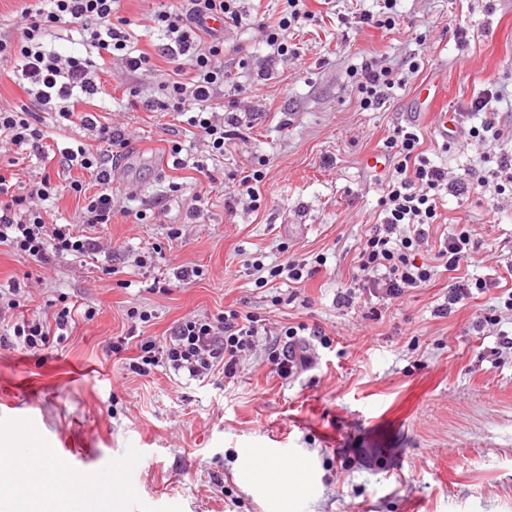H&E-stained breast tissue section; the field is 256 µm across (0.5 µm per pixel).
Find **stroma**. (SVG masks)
Returning <instances> with one entry per match:
<instances>
[{
	"instance_id": "1",
	"label": "stroma",
	"mask_w": 512,
	"mask_h": 512,
	"mask_svg": "<svg viewBox=\"0 0 512 512\" xmlns=\"http://www.w3.org/2000/svg\"><path fill=\"white\" fill-rule=\"evenodd\" d=\"M159 4L122 0L127 50L152 54L151 67L126 81L111 59L98 62L103 92L89 108L121 126L130 145L112 171L117 214L96 227L95 257L44 266L0 246V290L17 282L28 294L15 318L0 319V440L18 454L71 456L60 480L112 512H512V349L498 344L512 335L502 298L512 288V195L499 196L494 210L443 196L430 246L472 227L479 246L459 274L490 282L450 315L436 313L451 278L442 269L397 299L366 293L352 307L337 303L378 218L393 163L385 142L395 128L415 127L430 159L453 175L481 168L486 153H512V106H495L505 131L498 142L447 152L416 98L436 73L442 112L469 111L490 84H512V0H397L391 30L368 21L382 0H305L312 17L280 31L290 51L281 60L272 58L263 26L287 13L288 0H243L242 21L224 28L237 90L223 104L241 124L218 158L187 123L194 106L136 110L123 93L128 85L157 91L155 71L165 66L156 54L165 42L153 22ZM370 57L419 69L382 108L365 111L351 73ZM41 120L45 154L0 140V173L19 187L47 174L93 188L88 174L61 165L62 149L95 147L92 133L52 112ZM255 170L263 174L260 208H228L234 180ZM83 205L66 192L29 208L46 223L76 224ZM289 257L323 264L302 288L282 278L257 285L251 263L269 268ZM185 266L198 276L177 280ZM73 305L94 317L77 320L65 341L30 352L14 340L16 318L50 320ZM224 309L260 321L235 377L129 371L138 337ZM299 325L307 331L296 342L312 361L280 375L271 348ZM315 326L323 336L309 335ZM18 410L34 427L9 422ZM130 448L144 459L127 471ZM251 449L295 470L288 498L243 477L240 457ZM122 483L136 498L114 492Z\"/></svg>"
}]
</instances>
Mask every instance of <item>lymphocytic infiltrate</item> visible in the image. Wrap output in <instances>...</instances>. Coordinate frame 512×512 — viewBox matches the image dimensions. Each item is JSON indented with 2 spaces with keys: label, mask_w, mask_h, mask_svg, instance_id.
Returning <instances> with one entry per match:
<instances>
[{
  "label": "lymphocytic infiltrate",
  "mask_w": 512,
  "mask_h": 512,
  "mask_svg": "<svg viewBox=\"0 0 512 512\" xmlns=\"http://www.w3.org/2000/svg\"><path fill=\"white\" fill-rule=\"evenodd\" d=\"M122 0H32L18 15L16 36L0 34V63L16 60L18 85L29 97L28 104L0 109V137L15 145L43 153L41 113L52 112L65 120H79L100 142L99 151L84 146L67 149L64 164L90 172L98 186L85 198L83 223L48 224L30 215L28 199L57 195L59 187L50 176H42L27 192L15 193L0 177V246L19 250L43 265L58 258L92 254L99 245L89 228L108 224L114 214L115 190L110 165L128 146L124 131L101 123L97 113L77 111V103L92 99L100 91L96 55L115 58L122 73L132 75L148 63L147 54H127L130 34L127 18L121 17ZM241 0H173L155 14V22L166 39L160 48L167 67L160 73L159 96L144 100L146 109L165 112L184 103L196 105L190 124L212 143L215 155H223L229 129L238 127L236 113L217 115L216 102L224 95V37L209 27V19L239 22ZM76 32L90 50L89 56H62L48 39L58 32ZM361 109L374 110L386 103L387 92L403 79L392 68L370 58L353 73ZM395 158L391 175L379 199L383 218L372 225L358 255V273L339 292L340 305L352 306L357 292L379 291L387 298H400L406 289L422 288L432 280L437 267L457 271L467 263L478 245L474 231L462 229L444 239L433 261H418L417 252L428 244L439 218L438 201L447 194L459 199L493 187L502 193L512 187V155L500 154L494 168L484 174L464 171L449 177L445 167L433 164L421 148L419 137L406 129L395 130L386 143ZM257 318L237 310L203 317L182 318L162 337L140 339L136 370L164 366L187 372L203 380L215 370L234 377L241 352L252 347L258 336Z\"/></svg>",
  "instance_id": "lymphocytic-infiltrate-1"
}]
</instances>
